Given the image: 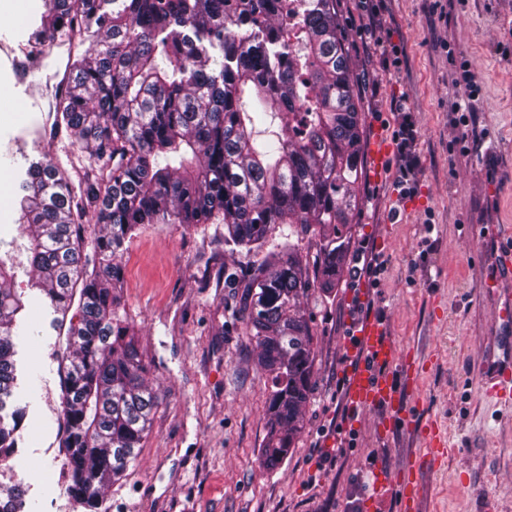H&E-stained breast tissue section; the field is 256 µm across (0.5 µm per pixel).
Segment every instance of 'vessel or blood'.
<instances>
[{"instance_id": "1", "label": "vessel or blood", "mask_w": 512, "mask_h": 512, "mask_svg": "<svg viewBox=\"0 0 512 512\" xmlns=\"http://www.w3.org/2000/svg\"><path fill=\"white\" fill-rule=\"evenodd\" d=\"M496 280L512 281V234L495 233ZM496 318L479 361V386L485 397L512 408V291L492 292ZM345 354L343 405L333 446L348 447L361 435L363 419L374 412L384 432L404 429L420 437L419 450L410 452L400 467L373 466L375 494H394L398 512H426L425 472L437 469L448 454V433L432 417L423 416L414 391L425 362L403 349L385 319L368 313L352 317L341 338Z\"/></svg>"}]
</instances>
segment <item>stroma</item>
<instances>
[{"label": "stroma", "mask_w": 512, "mask_h": 512, "mask_svg": "<svg viewBox=\"0 0 512 512\" xmlns=\"http://www.w3.org/2000/svg\"><path fill=\"white\" fill-rule=\"evenodd\" d=\"M44 10L45 0L0 10V156L15 159L7 177L20 180L28 160L50 153L80 185L108 169L51 129L42 90L63 61L57 45L43 48L44 74L21 85L12 70L29 56L20 36ZM337 10L357 66L364 142L392 136L403 110L420 132L416 195L401 198L396 188L397 156L381 178L364 172L350 248L381 251L387 270L379 282H360L371 288L364 306L383 312L399 343L428 360L418 391L450 444L445 464L424 476L429 512H512V416L482 395L474 373L495 318L482 292L494 268L486 226L512 232V58L499 51L512 37V0H389L373 22L363 0H338ZM384 43L403 48L399 70L383 66ZM463 63L481 93L467 124L456 125L448 114L467 95L457 81ZM229 261L243 274L255 257H230L220 224H146L127 243L121 306L157 406L135 465L105 489L100 512H363L373 464L399 465L419 441L403 431L380 436L372 412L359 447L336 455L326 446L342 415L340 338L360 283L343 269L335 288L307 301L314 394L294 448L269 472L261 466L267 387L244 331L243 290L216 283ZM30 278L19 269L31 305L27 334L15 340L12 401L25 414L0 475L23 483L27 512H85L67 491L59 446L66 336Z\"/></svg>", "instance_id": "stroma-1"}]
</instances>
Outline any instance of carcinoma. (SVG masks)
Here are the masks:
<instances>
[{"mask_svg":"<svg viewBox=\"0 0 512 512\" xmlns=\"http://www.w3.org/2000/svg\"><path fill=\"white\" fill-rule=\"evenodd\" d=\"M60 39L93 52L69 59L55 124L108 178L76 197L42 155L18 185V223L33 276L65 328L59 446L68 488L98 512L104 487L134 464L156 396L121 312L119 257L145 224H224L229 252L258 254L278 224L284 242L242 281L243 318L267 377L264 469H276L304 427L315 352L304 299L336 287L360 206L362 107L336 0H52L27 44ZM279 120L265 140L257 128ZM92 208L93 254L80 250ZM318 239L301 251L293 237ZM19 263L0 251V467L17 424L4 411L16 385L13 329L29 303ZM19 483L0 481V512H23Z\"/></svg>","mask_w":512,"mask_h":512,"instance_id":"obj_1","label":"carcinoma"}]
</instances>
